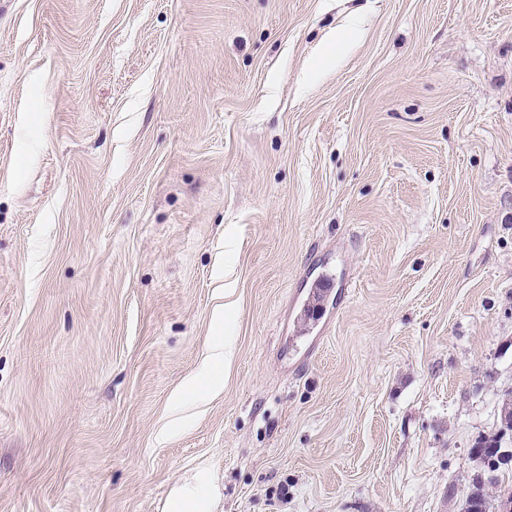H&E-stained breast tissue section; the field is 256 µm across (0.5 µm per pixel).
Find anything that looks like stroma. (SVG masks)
I'll list each match as a JSON object with an SVG mask.
<instances>
[{"label":"stroma","mask_w":512,"mask_h":512,"mask_svg":"<svg viewBox=\"0 0 512 512\" xmlns=\"http://www.w3.org/2000/svg\"><path fill=\"white\" fill-rule=\"evenodd\" d=\"M510 392L512 0H0V512H464ZM334 278L331 275H326L321 277L313 288L306 301L303 303L300 315L303 317L309 316L313 307L317 306L320 303H324L329 300L332 294V284Z\"/></svg>","instance_id":"stroma-1"}]
</instances>
